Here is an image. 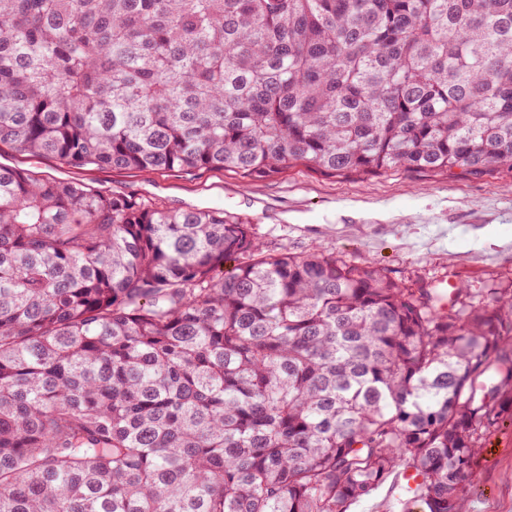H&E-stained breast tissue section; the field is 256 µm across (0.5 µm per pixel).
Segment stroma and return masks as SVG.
Instances as JSON below:
<instances>
[{
	"label": "stroma",
	"instance_id": "obj_1",
	"mask_svg": "<svg viewBox=\"0 0 512 512\" xmlns=\"http://www.w3.org/2000/svg\"><path fill=\"white\" fill-rule=\"evenodd\" d=\"M0 165L40 178L77 179L166 210L221 208L250 225L265 253L327 250L383 268L412 288H482L512 279V172L333 178L295 166L251 182L224 171L71 167L8 148L0 150ZM467 512H512V415L484 444Z\"/></svg>",
	"mask_w": 512,
	"mask_h": 512
}]
</instances>
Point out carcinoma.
<instances>
[{"label":"carcinoma","mask_w":512,"mask_h":512,"mask_svg":"<svg viewBox=\"0 0 512 512\" xmlns=\"http://www.w3.org/2000/svg\"><path fill=\"white\" fill-rule=\"evenodd\" d=\"M247 181L512 172V0H0V148ZM237 265L230 271L224 264ZM512 281L0 165V512H465ZM391 484L390 482L384 484L379 489L374 491L370 496L360 500L356 504H354L350 511L352 512H392L397 510L396 512H400V508H390L389 505L394 501V494L397 493L395 491L390 494Z\"/></svg>","instance_id":"cac0c4a2"}]
</instances>
